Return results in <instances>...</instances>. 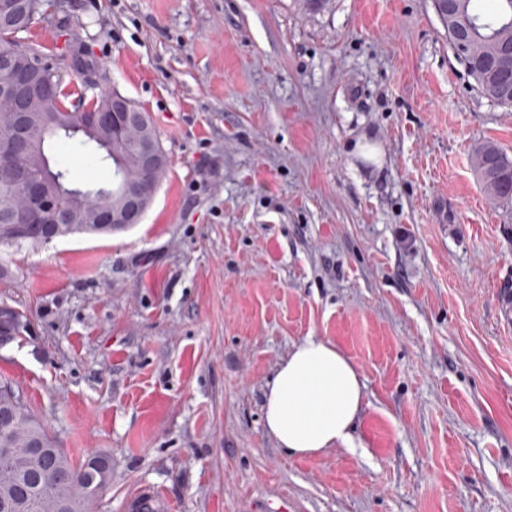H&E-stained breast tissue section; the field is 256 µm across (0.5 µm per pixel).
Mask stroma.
<instances>
[{"mask_svg":"<svg viewBox=\"0 0 512 512\" xmlns=\"http://www.w3.org/2000/svg\"><path fill=\"white\" fill-rule=\"evenodd\" d=\"M149 112L169 166L141 222L7 250L0 343L74 461L112 460L102 512H512V204L472 165L512 158L433 0H56L23 38ZM367 137L371 159L354 145ZM75 181L111 183L71 143ZM359 368L351 447L295 457L263 421L293 344ZM130 510L136 511L145 508H160L163 512L171 511L166 497L158 490H141L134 492L129 498Z\"/></svg>","mask_w":512,"mask_h":512,"instance_id":"obj_1","label":"stroma"}]
</instances>
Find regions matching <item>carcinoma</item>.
I'll use <instances>...</instances> for the list:
<instances>
[{
  "mask_svg": "<svg viewBox=\"0 0 512 512\" xmlns=\"http://www.w3.org/2000/svg\"><path fill=\"white\" fill-rule=\"evenodd\" d=\"M476 0H453L452 11L437 8L444 22L448 38L461 55L469 74L480 90L495 101L512 105V96L499 94L498 82L490 77L480 61L494 56L502 44L512 43V0H495V8L487 13L477 12ZM28 30V25L18 22L0 21V55L26 51L46 61L54 63L57 72V93L45 113L48 139L47 151H53L57 139L75 141L76 147L97 162H112L116 177H130L141 182L161 181L166 170L153 175L144 173L129 155H124L123 163H118L97 138L79 129L85 114L81 109L103 112L109 108L114 92L105 91L93 104L72 85V76L80 74L73 64L66 63L53 53L30 46L22 41L20 33ZM51 167L46 176L51 181H59L60 191L57 202L67 208L75 196L80 195L86 206L107 208L117 197L111 195L118 189L117 182L112 188L81 189L71 184L70 169L64 166L55 155H50ZM476 174L487 193L501 201L512 202V160L491 142L479 145L473 156ZM10 236V225H0V250L27 245L35 247L44 244L41 235L30 234L21 241L4 242ZM23 315L7 308L0 309V341L15 334L22 326ZM9 414V423L0 424V494L12 486L15 478L34 471L40 477L43 488L30 495L15 512H97L100 500L108 488L98 469L91 465L96 455L88 456L76 465L64 449L55 447L44 423L34 414L24 394L9 384L0 385V414ZM48 448L55 452L56 463L52 466L37 467L30 448Z\"/></svg>",
  "mask_w": 512,
  "mask_h": 512,
  "instance_id": "obj_1",
  "label": "carcinoma"
}]
</instances>
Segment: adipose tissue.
I'll return each mask as SVG.
<instances>
[{
  "mask_svg": "<svg viewBox=\"0 0 512 512\" xmlns=\"http://www.w3.org/2000/svg\"><path fill=\"white\" fill-rule=\"evenodd\" d=\"M364 405L358 367L332 342L309 336L295 343L265 386L264 422L291 456H315L352 445Z\"/></svg>",
  "mask_w": 512,
  "mask_h": 512,
  "instance_id": "1",
  "label": "adipose tissue"
}]
</instances>
